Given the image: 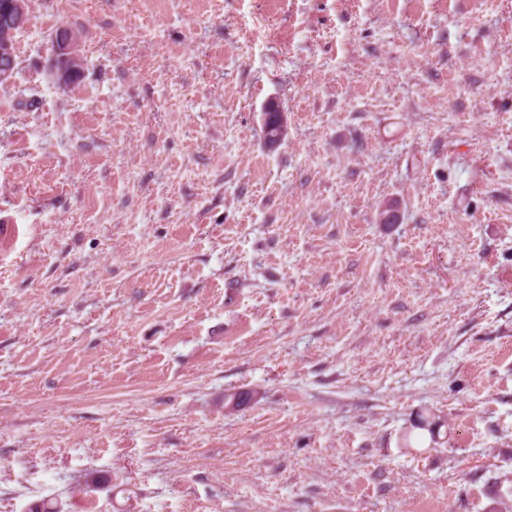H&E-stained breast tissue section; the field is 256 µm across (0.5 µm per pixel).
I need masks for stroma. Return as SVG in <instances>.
Instances as JSON below:
<instances>
[{
	"mask_svg": "<svg viewBox=\"0 0 512 512\" xmlns=\"http://www.w3.org/2000/svg\"><path fill=\"white\" fill-rule=\"evenodd\" d=\"M28 15L0 84V512H505L512 0ZM421 411L440 433L405 447ZM84 66V59L78 50L77 34L67 27H60L53 40L51 58V69L57 83L67 86L79 80Z\"/></svg>",
	"mask_w": 512,
	"mask_h": 512,
	"instance_id": "1",
	"label": "stroma"
}]
</instances>
